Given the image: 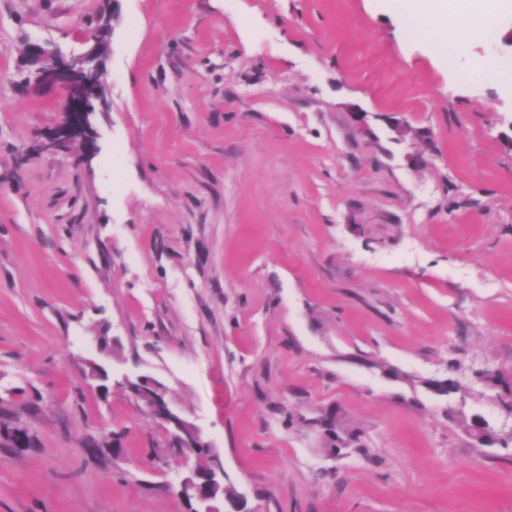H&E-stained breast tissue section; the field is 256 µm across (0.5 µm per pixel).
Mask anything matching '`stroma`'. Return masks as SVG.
Instances as JSON below:
<instances>
[{
    "instance_id": "stroma-1",
    "label": "stroma",
    "mask_w": 512,
    "mask_h": 512,
    "mask_svg": "<svg viewBox=\"0 0 512 512\" xmlns=\"http://www.w3.org/2000/svg\"><path fill=\"white\" fill-rule=\"evenodd\" d=\"M102 17L95 148L38 149L65 91L25 44ZM503 27L445 59L382 0H0V512H190L126 374L249 512H512L474 376L512 381Z\"/></svg>"
}]
</instances>
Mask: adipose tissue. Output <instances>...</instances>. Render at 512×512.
Masks as SVG:
<instances>
[{"instance_id": "obj_1", "label": "adipose tissue", "mask_w": 512, "mask_h": 512, "mask_svg": "<svg viewBox=\"0 0 512 512\" xmlns=\"http://www.w3.org/2000/svg\"><path fill=\"white\" fill-rule=\"evenodd\" d=\"M387 7L424 28L439 47L454 51L484 41L502 13L512 12V0H387Z\"/></svg>"}]
</instances>
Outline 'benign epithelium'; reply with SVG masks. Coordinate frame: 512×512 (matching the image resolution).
I'll return each mask as SVG.
<instances>
[{
  "mask_svg": "<svg viewBox=\"0 0 512 512\" xmlns=\"http://www.w3.org/2000/svg\"><path fill=\"white\" fill-rule=\"evenodd\" d=\"M107 35L108 31L99 29L90 37L92 45L88 49L69 54L47 43H30L32 55L27 58V66L32 79L59 83L65 90L61 121L46 137L45 149H54L91 131V117L96 112V105L104 104L100 91L99 59L107 51ZM139 400L154 417L183 434H189L183 447H196V442L202 438L201 430L172 412L162 392L157 390L145 398L139 397ZM184 464L188 465V469L177 479V492L202 505L200 512H223V506L215 504L203 494L204 487L212 488L224 482V464L220 456H215L204 472L190 466L187 458Z\"/></svg>",
  "mask_w": 512,
  "mask_h": 512,
  "instance_id": "benign-epithelium-1",
  "label": "benign epithelium"
}]
</instances>
